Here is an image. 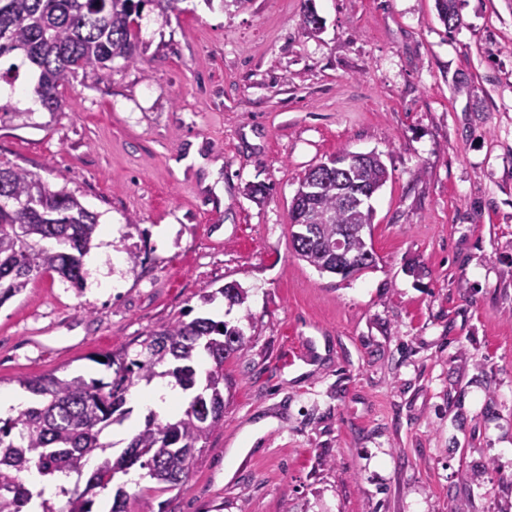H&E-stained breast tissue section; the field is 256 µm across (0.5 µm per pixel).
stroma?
<instances>
[{
  "mask_svg": "<svg viewBox=\"0 0 512 512\" xmlns=\"http://www.w3.org/2000/svg\"><path fill=\"white\" fill-rule=\"evenodd\" d=\"M182 8L144 5L135 61L65 80L59 111L0 96V161L99 222L83 288L44 273L0 304V389L109 379L96 356L207 315L252 338L224 364V422L180 487L116 475L129 512H512V0H457L452 29L435 0ZM342 150L389 172L377 265L348 279L289 227ZM231 282L243 305L217 296Z\"/></svg>",
  "mask_w": 512,
  "mask_h": 512,
  "instance_id": "stroma-1",
  "label": "stroma"
}]
</instances>
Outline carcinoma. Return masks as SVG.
Returning a JSON list of instances; mask_svg holds the SVG:
<instances>
[{
    "instance_id": "1",
    "label": "carcinoma",
    "mask_w": 512,
    "mask_h": 512,
    "mask_svg": "<svg viewBox=\"0 0 512 512\" xmlns=\"http://www.w3.org/2000/svg\"><path fill=\"white\" fill-rule=\"evenodd\" d=\"M184 0H0V61L19 57L36 72L33 92L40 105L56 112L62 107L59 87L65 78L80 74L98 80L112 74V62L135 60L133 25L141 6L153 4L159 16L182 12ZM456 0H436L445 26L459 17ZM33 175L0 161V196L17 202L0 207V304L22 293L44 272H55L72 287L84 282L83 258L98 228V216L67 191L30 197ZM388 179L377 154L356 162L343 151L306 172L300 181L305 195L291 204V225L305 224L307 234H291L298 259L321 272L333 267L336 237L349 230L347 249L361 274L376 265L366 233L372 231L371 205L351 206L345 193L379 190ZM46 241L33 252L22 240ZM250 337L224 321L197 317L178 320L148 332L134 357L105 356L102 365L113 370L109 381L81 376L60 378L51 373L19 379L20 385L42 397L36 406L0 418V512H24L33 494L21 473L31 468L42 476L57 473L84 475L88 461L100 463L88 475L86 487L75 492L69 512H91L88 495L107 488L116 474L137 466L162 490L182 485L194 453L224 421V362L243 354ZM212 366L205 384L196 390L199 357ZM172 377L185 390H196L183 415L162 421L149 415L124 452L106 456L112 444L105 431L124 420L129 389L139 381Z\"/></svg>"
}]
</instances>
